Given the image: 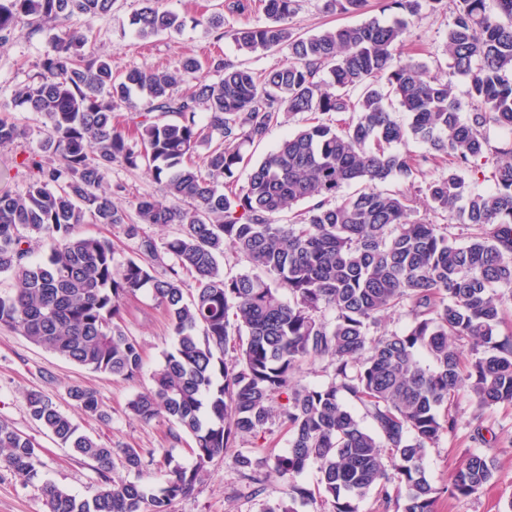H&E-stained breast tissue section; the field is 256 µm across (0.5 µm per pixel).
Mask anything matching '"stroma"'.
<instances>
[{
  "instance_id": "1",
  "label": "stroma",
  "mask_w": 512,
  "mask_h": 512,
  "mask_svg": "<svg viewBox=\"0 0 512 512\" xmlns=\"http://www.w3.org/2000/svg\"><path fill=\"white\" fill-rule=\"evenodd\" d=\"M234 0H163L164 9L181 15L200 16L223 13L228 26H260L265 15L259 0H243L246 11L233 10ZM324 0H299L289 24L301 33L348 23L345 15L331 14ZM140 7L139 0H115L106 15L92 21L75 16L70 26L89 29L88 47L108 58L117 73L137 67L165 69L187 56L205 58L221 52L225 62L242 63L261 73L285 62L284 52L243 57L231 38L215 40L205 27H186L182 32L143 40L129 27L130 15ZM454 17L453 6L440 9L423 4L412 17L401 46V58L425 64L429 75L452 80L458 96H465L467 80L453 74L443 56L442 44ZM47 48L44 35H30L26 24H19L12 41L0 46V111L10 110L15 92L36 73V65ZM16 119L26 134L14 144L0 146V192H24L29 175L21 166L23 157L41 155L45 131L41 117L29 112ZM128 331L137 338L144 360L142 375L125 381L66 361L31 343L19 332L0 327V421H5L27 437L39 449L40 466L34 478L27 479L0 468V512H44L40 487L50 481L85 497L97 484L91 461L78 458L61 447L52 435L34 422L27 411L26 396L36 391L51 399L68 414L80 431L114 447H134L169 453L183 465L193 458L186 444L172 443L168 424L156 420L146 424L132 415L128 402L150 384V374L173 346L172 333L162 307L149 294L127 300L124 311ZM80 385L96 391L108 419L84 414L72 406L67 392ZM456 412L459 427L438 446L429 448L425 466L432 484L438 489L436 512H504L512 502V407L487 410L482 421H474L467 400H460ZM487 452L496 455L500 477L486 485L476 496L455 498L447 487L453 473L468 455ZM285 486L275 472H268L261 494H252L241 480L231 459L221 458L208 466L193 495L177 501L174 512H260L264 502L283 497Z\"/></svg>"
}]
</instances>
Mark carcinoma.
I'll return each instance as SVG.
<instances>
[{"label": "carcinoma", "instance_id": "carcinoma-1", "mask_svg": "<svg viewBox=\"0 0 512 512\" xmlns=\"http://www.w3.org/2000/svg\"><path fill=\"white\" fill-rule=\"evenodd\" d=\"M141 2L130 19L138 37L186 27L187 18L162 9L161 0ZM260 2L262 26L226 30L220 12L192 23L218 41L230 36L244 56L286 52V63L262 75L217 55L116 76L86 49L84 31L66 28L48 36L36 76L14 95L13 106L40 114L47 133L45 157L20 162L30 173L26 191L0 193V273L16 279L12 291L0 292V327L76 365L134 380L144 363L123 305L150 292L174 343L128 408L144 423L166 419L176 443L184 434L193 440L190 467L167 453L110 448L30 392L31 418L94 462L99 477L84 498L43 483L45 512H173L214 459L274 419L289 433L285 451L235 457L248 484H262L270 462L286 483L288 500L262 512H297L319 498L332 502V512H358L371 494L394 512H435L438 489L425 459L456 432L453 407L466 397L479 419L512 405V334L500 338L506 319L496 294L512 287V143L492 146L488 137L492 127L512 131V0H455L442 53L453 73L468 78L466 102L452 81L400 58L421 0H389L390 21L373 17L312 35L288 24L297 0ZM364 5L324 3L342 14ZM111 9L112 0H0V44L24 20L36 34L49 22ZM203 69L218 80L202 77L191 92L174 94ZM139 101V121L119 128L115 109ZM396 104L408 123L394 119ZM347 112L340 128L319 121L289 135L245 185L235 184L245 149L272 125L291 114ZM24 135L0 115V146ZM409 139L423 152L395 149ZM439 159L448 173L413 194L378 188L423 179ZM116 163L146 168L169 202L139 196L130 217L113 201L126 187H103ZM478 169L489 173L490 190L470 186L467 175ZM297 203L307 204L297 223H276ZM420 207L424 217L409 220ZM439 212L477 233L457 243L448 225L429 220ZM87 223L123 225L134 255L118 261L110 240L79 235ZM145 224L178 229L160 243ZM36 238L50 242L43 261L30 259ZM227 249L251 268L225 273ZM165 257L158 277L153 263ZM185 276L195 282L188 297ZM396 310L410 318L404 332L371 334ZM324 361L328 382L293 386L303 365ZM68 397L86 415L107 417L93 390L72 386ZM312 463L320 477L311 488L298 477ZM38 465L34 441L0 421V468L29 479ZM118 466L138 480L112 478ZM151 469L163 473L162 485L139 481ZM498 476L494 457L472 454L448 492L469 498Z\"/></svg>", "mask_w": 512, "mask_h": 512}]
</instances>
